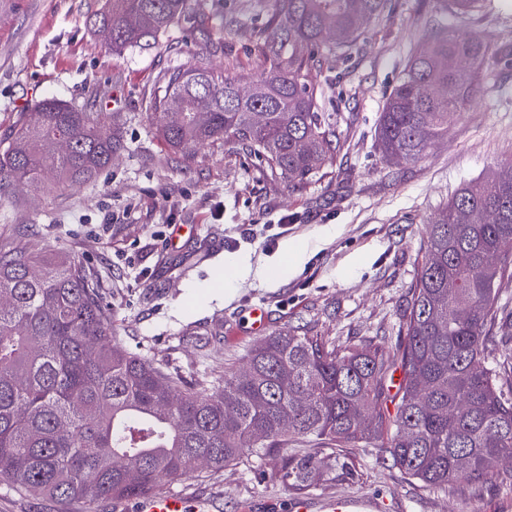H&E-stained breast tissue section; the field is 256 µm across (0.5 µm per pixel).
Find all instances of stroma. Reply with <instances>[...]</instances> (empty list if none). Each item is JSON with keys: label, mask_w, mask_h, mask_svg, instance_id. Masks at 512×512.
<instances>
[{"label": "stroma", "mask_w": 512, "mask_h": 512, "mask_svg": "<svg viewBox=\"0 0 512 512\" xmlns=\"http://www.w3.org/2000/svg\"><path fill=\"white\" fill-rule=\"evenodd\" d=\"M105 0H0V139L46 98L119 122L128 143L95 183L43 191L26 185L0 202V241L21 237L30 251L62 249L94 273L118 341L156 366L222 380L245 369L260 337L249 310L266 307L268 332L292 326L341 346L393 343L422 263L425 226L470 181L512 160V64L495 74L479 103L455 116L448 136L412 164L381 152L376 128L411 51L427 42V20L457 36L512 50V10L446 14L443 0H392L349 50L318 76L325 111L335 113L333 166L289 188L226 137L195 158L159 137L165 119L147 110L150 93L174 67L204 62L254 80L266 69L256 0H206L202 12L144 48L112 55L88 21ZM240 19L237 27L228 26ZM286 229H279V222ZM304 248L284 277L211 283L228 257L275 267L285 244ZM351 478L311 488L309 498L365 496L377 512H512V485L460 483L440 489L404 474L387 452L346 449ZM280 458L250 457L215 474L177 478L167 490L213 512H288L293 492ZM0 512H112L111 501L37 499L0 482Z\"/></svg>", "instance_id": "1"}]
</instances>
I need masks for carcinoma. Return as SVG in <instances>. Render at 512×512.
Masks as SVG:
<instances>
[{
  "label": "carcinoma",
  "mask_w": 512,
  "mask_h": 512,
  "mask_svg": "<svg viewBox=\"0 0 512 512\" xmlns=\"http://www.w3.org/2000/svg\"><path fill=\"white\" fill-rule=\"evenodd\" d=\"M488 0H448L457 14ZM391 0H271L261 49L268 63L239 94L242 77L206 64L176 67L151 94L161 137L184 159L231 137L267 168L305 186L333 165L339 144L318 104L325 57L351 47ZM196 12L193 0H105L90 29H112L122 54L167 35ZM141 16L138 29L125 17ZM490 48L436 24L389 93L378 125L384 155L420 161L448 136V117L481 93ZM124 150L119 128L50 98L0 140V198L24 182L73 188L94 180ZM425 260L410 290L397 342L331 346L282 328L224 368L217 384L163 373L112 339L108 305L83 262L0 245V481L48 500L138 498L163 481L234 465L246 453L277 456L298 437L329 449L283 462L304 493L353 475L339 449L379 442L407 475L431 487L492 479L512 456V389L488 347L499 285L512 280V161L489 182L463 185L426 227ZM403 379L395 394L387 380ZM394 404L391 413L388 404Z\"/></svg>",
  "instance_id": "obj_1"
}]
</instances>
